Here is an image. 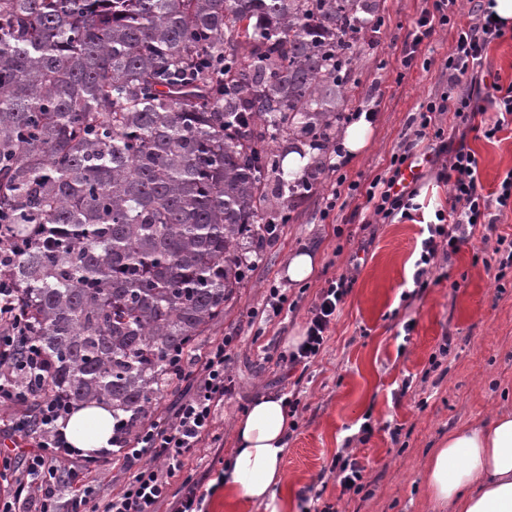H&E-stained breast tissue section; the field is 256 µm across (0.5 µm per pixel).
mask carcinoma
Masks as SVG:
<instances>
[{
    "label": "carcinoma",
    "instance_id": "cac0c4a2",
    "mask_svg": "<svg viewBox=\"0 0 512 512\" xmlns=\"http://www.w3.org/2000/svg\"><path fill=\"white\" fill-rule=\"evenodd\" d=\"M378 20L377 0H0V216L49 361L32 410L110 404L129 435L154 413L272 198L317 181ZM284 140L309 157L293 179Z\"/></svg>",
    "mask_w": 512,
    "mask_h": 512
}]
</instances>
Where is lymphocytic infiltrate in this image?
<instances>
[{
  "instance_id": "lymphocytic-infiltrate-1",
  "label": "lymphocytic infiltrate",
  "mask_w": 512,
  "mask_h": 512,
  "mask_svg": "<svg viewBox=\"0 0 512 512\" xmlns=\"http://www.w3.org/2000/svg\"><path fill=\"white\" fill-rule=\"evenodd\" d=\"M465 15L455 11L456 0H432L420 12L414 31L401 48V64L412 68L418 61L421 45L436 29L449 28L453 45L442 66L445 85L440 94L423 101L409 122V132L392 153L386 175L374 178L368 186L348 180L342 170L348 164L340 144H333L322 163L336 176V185L325 198L321 219H328L342 196L364 194L374 215L385 220L409 217L414 207L416 190L403 184V168L412 160L420 142H428L429 162L440 163L438 179L449 189L448 209L436 210L435 220L427 226L421 242L417 270L413 276L414 293H422L430 285L433 270L443 268L460 247L475 244L477 252L491 250L495 261V280H503L512 272V237L497 236L489 240L483 227L497 224L505 213L512 212V170L507 171L495 192L484 193L479 178V160L475 152L459 142L452 146L445 133L444 119L452 117L456 125L481 133L486 139L512 127V88L503 89L499 82L476 85L474 78L487 64L490 45L504 35L499 21L484 0H469ZM493 101L497 108L493 123L476 124L481 115L482 100ZM12 257L0 244V388L10 393L14 403L24 404L34 393L42 377L47 358L42 348L29 342L28 321L18 307V291L7 272ZM351 287L347 276L329 279L317 301L308 310L306 334L302 344L281 352L278 365L310 368L324 349L336 313ZM232 337L226 336L202 352H173L165 361L178 380H189L193 389L183 395L170 420H150L139 435L95 455L83 456L90 466L108 460L122 464L130 476L118 493L89 502L84 492L71 499L73 512H159L162 504H170L172 512H203L206 495L198 482L184 477L191 455L211 439L224 397L232 379L227 373ZM73 410L65 399L43 404L36 431L39 451L34 454L26 472L15 477L8 495L15 503L39 504V512H56L57 487L52 479L58 473L57 461L73 456L62 432V424Z\"/></svg>"
}]
</instances>
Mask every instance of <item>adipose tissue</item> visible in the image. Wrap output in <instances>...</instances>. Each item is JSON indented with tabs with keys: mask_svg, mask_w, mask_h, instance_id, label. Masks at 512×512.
<instances>
[{
	"mask_svg": "<svg viewBox=\"0 0 512 512\" xmlns=\"http://www.w3.org/2000/svg\"><path fill=\"white\" fill-rule=\"evenodd\" d=\"M291 420L283 400H255L235 427L236 448L224 471V492L283 512L282 460ZM112 408L78 406L63 432L76 451L110 448ZM426 494L439 512H512V409L501 408L482 422L449 431L424 462Z\"/></svg>",
	"mask_w": 512,
	"mask_h": 512,
	"instance_id": "obj_1",
	"label": "adipose tissue"
}]
</instances>
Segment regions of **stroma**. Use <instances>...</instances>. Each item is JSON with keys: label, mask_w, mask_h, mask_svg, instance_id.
<instances>
[{"label": "stroma", "mask_w": 512, "mask_h": 512, "mask_svg": "<svg viewBox=\"0 0 512 512\" xmlns=\"http://www.w3.org/2000/svg\"><path fill=\"white\" fill-rule=\"evenodd\" d=\"M423 5V0H386L380 32L358 42L346 90L349 103L358 105L375 83L382 97L370 143L344 169L348 180L365 186L384 174L412 113L443 88L441 66L452 45L448 30L424 41L429 68L401 69V42ZM448 135L465 139L475 151L485 191L495 190L512 169V131L492 141L460 135L455 128ZM419 170L415 186L421 210L391 223L374 216L360 196L321 220L324 198L335 182L331 173L322 174L311 192L293 203L280 237L265 244L223 320L200 337L202 349L223 336L233 339L228 364L233 384L218 419V439L188 465L193 480L213 491L205 512H225L218 474L235 446L237 417L260 395L293 391L300 400L298 427L288 438L283 465L292 512H305L303 495L313 484L324 485L322 500L335 512H431L422 467L426 457L450 430L480 421L498 406H512V276L495 281L466 244L437 271L436 283L414 299L403 298L412 289L428 216L448 205V187L437 182V166L423 163ZM299 249L317 253L319 265L312 279L294 284L285 269ZM343 274L355 281L317 362L305 372L265 362V354L290 350L291 337L304 335L320 288ZM274 282L287 287L297 307L258 337L248 325L249 313L260 307ZM408 321L414 329L407 334ZM446 336L450 352L441 367L432 368L430 358ZM390 423L401 425L399 441H392ZM364 425L372 428L368 440L354 441ZM346 449L364 468L367 491L358 496L342 493L330 472L336 455Z\"/></svg>", "instance_id": "1"}]
</instances>
